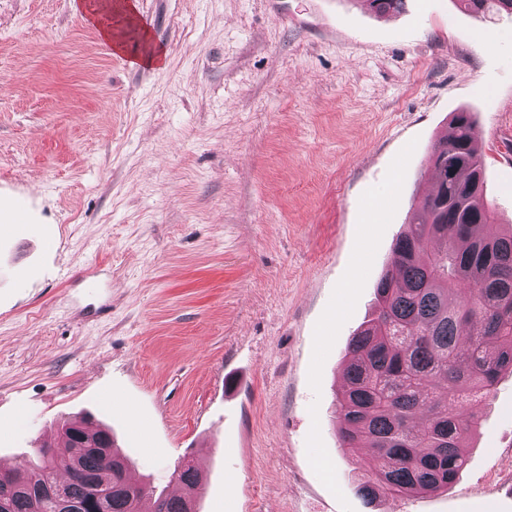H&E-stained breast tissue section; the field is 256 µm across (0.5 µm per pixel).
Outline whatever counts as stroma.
<instances>
[{"mask_svg": "<svg viewBox=\"0 0 512 512\" xmlns=\"http://www.w3.org/2000/svg\"><path fill=\"white\" fill-rule=\"evenodd\" d=\"M133 67L73 0H0V462L90 414L198 512H512V375L448 490L363 503L346 347L466 110L512 224V15L453 0H139Z\"/></svg>", "mask_w": 512, "mask_h": 512, "instance_id": "stroma-1", "label": "stroma"}]
</instances>
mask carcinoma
Segmentation results:
<instances>
[{"label":"carcinoma","instance_id":"1","mask_svg":"<svg viewBox=\"0 0 512 512\" xmlns=\"http://www.w3.org/2000/svg\"><path fill=\"white\" fill-rule=\"evenodd\" d=\"M380 15L405 0H366ZM471 14H512V0H456ZM434 188L410 213L375 288L376 311L351 338L336 403L347 458L375 451L377 466L358 492L379 496L436 492L468 462L482 403L512 373V224L494 223L484 201V155L472 114L455 113L431 151ZM418 412L427 423L412 428ZM37 461L0 469V512H62L44 494L64 485L83 512H190L200 489L195 465L181 470L183 496L171 498L130 479L112 432L84 418L65 423L36 449Z\"/></svg>","mask_w":512,"mask_h":512}]
</instances>
